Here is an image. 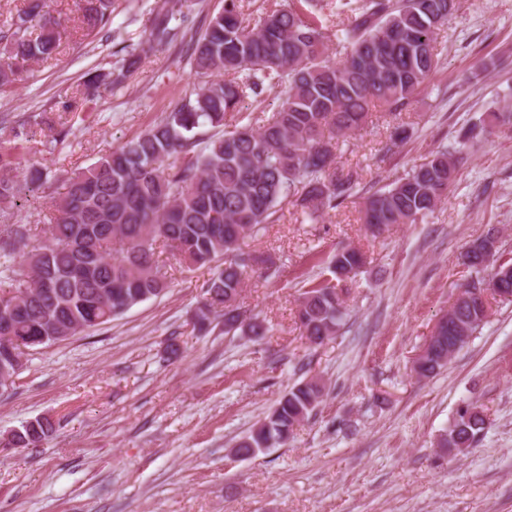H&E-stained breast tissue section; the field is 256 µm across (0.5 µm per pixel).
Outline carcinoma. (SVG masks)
Instances as JSON below:
<instances>
[{
    "label": "carcinoma",
    "mask_w": 512,
    "mask_h": 512,
    "mask_svg": "<svg viewBox=\"0 0 512 512\" xmlns=\"http://www.w3.org/2000/svg\"><path fill=\"white\" fill-rule=\"evenodd\" d=\"M187 0H165L153 19L146 54L170 45L183 32ZM244 0H224L204 31L190 37L189 61L198 79L185 99L150 129L72 172L55 202L49 237L29 247L26 224L0 226V348L15 356L109 323L132 307L162 295L170 284L157 244L187 268L215 266L201 284L191 316L193 329L224 318V335L266 336L263 320L240 302L248 272L270 271L271 256L244 252L240 243L280 219V205L298 206L311 220L359 199L365 231L378 237L396 224H417L447 197L458 172L448 150L431 153L391 184L359 193L361 177L337 165L336 150L360 131L376 108L397 117L441 63L440 27L448 0H279L252 19ZM346 17L336 31L326 11ZM114 0H80L85 36L108 32ZM63 22L47 0H28L0 27V94L20 81L33 63L55 58ZM336 45V52L330 46ZM125 74L97 68L87 74L81 96L64 105L81 112L92 98L122 82ZM277 93L270 115L237 117L241 104ZM224 129L204 141L196 129ZM13 145L0 144V207L19 208L43 186L42 170L24 179L14 165L35 132L21 122L10 128ZM475 273L468 287L484 295L458 311V324L432 335L414 360L427 378L444 368L454 337L471 336L488 317L491 301L512 296V275L487 272L485 257L466 250ZM365 265L355 247L336 250L329 275L302 294V337L321 346L336 335L347 311L345 283ZM325 386L311 377L291 386L236 444L250 458L284 446L294 428L322 402ZM483 409H459L441 445L459 453L485 429ZM53 430L47 419L23 425L14 446L42 442Z\"/></svg>",
    "instance_id": "1"
}]
</instances>
